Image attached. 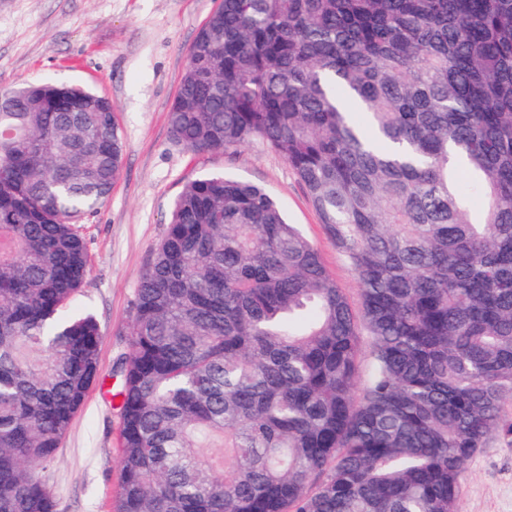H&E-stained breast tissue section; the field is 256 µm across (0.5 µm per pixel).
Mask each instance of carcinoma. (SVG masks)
<instances>
[{
  "mask_svg": "<svg viewBox=\"0 0 512 512\" xmlns=\"http://www.w3.org/2000/svg\"><path fill=\"white\" fill-rule=\"evenodd\" d=\"M169 125L282 155L361 309L262 188L186 184L119 366L114 512H459L512 443V0H221ZM123 151L108 98L0 87V512H60L40 472L99 379L82 225Z\"/></svg>",
  "mask_w": 512,
  "mask_h": 512,
  "instance_id": "1",
  "label": "carcinoma"
}]
</instances>
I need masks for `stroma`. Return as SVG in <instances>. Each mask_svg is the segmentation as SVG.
<instances>
[{
  "label": "stroma",
  "mask_w": 512,
  "mask_h": 512,
  "mask_svg": "<svg viewBox=\"0 0 512 512\" xmlns=\"http://www.w3.org/2000/svg\"><path fill=\"white\" fill-rule=\"evenodd\" d=\"M220 0H0V87L75 84L111 100L125 141L108 200L83 227L89 273L79 310L101 329L94 385L43 477L61 512H112L120 482V420L110 389L132 351L140 277L164 236L174 200L215 174L263 187L318 249L352 306L358 284L283 157L262 143L193 152L171 136L168 115L195 37ZM460 512H512V443L491 438L470 461Z\"/></svg>",
  "instance_id": "obj_1"
}]
</instances>
